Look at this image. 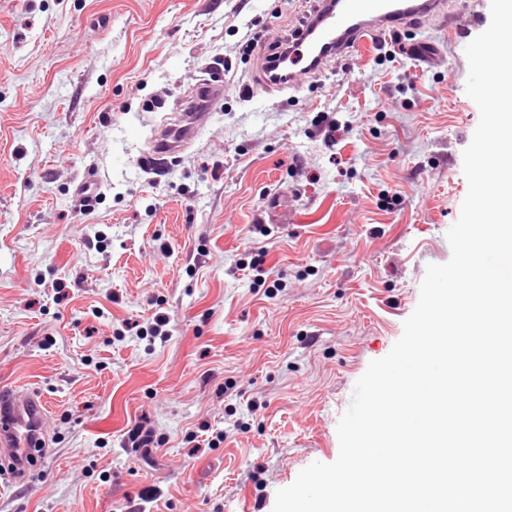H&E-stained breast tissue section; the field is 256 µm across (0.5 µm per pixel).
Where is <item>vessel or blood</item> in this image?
<instances>
[{
	"mask_svg": "<svg viewBox=\"0 0 512 512\" xmlns=\"http://www.w3.org/2000/svg\"><path fill=\"white\" fill-rule=\"evenodd\" d=\"M446 0H321L314 15L288 40L284 56L288 80L261 77L258 92L299 90L303 80L321 71L337 55H347L379 41L388 32L409 27L427 19L446 15ZM224 97V84L206 80L199 84L196 109L181 114L179 120L162 125L156 135L153 153L174 155L197 137L201 121L211 107ZM292 196L284 191L268 194L265 221L280 223L290 207ZM46 400L35 393H0V464L12 475L27 474L34 448L44 445L42 422Z\"/></svg>",
	"mask_w": 512,
	"mask_h": 512,
	"instance_id": "1",
	"label": "vessel or blood"
}]
</instances>
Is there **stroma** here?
I'll return each mask as SVG.
<instances>
[{"label": "stroma", "instance_id": "stroma-1", "mask_svg": "<svg viewBox=\"0 0 512 512\" xmlns=\"http://www.w3.org/2000/svg\"><path fill=\"white\" fill-rule=\"evenodd\" d=\"M447 5L403 31L432 60L374 43L252 95L314 0H0V389L49 405L0 512H273L337 459L354 385L450 260L468 190L463 51L490 0ZM219 59L194 144L139 166ZM280 186L296 208L276 227ZM158 313L168 340L130 331ZM138 425L156 448L131 446ZM292 200V195L285 191L279 190L269 193L265 205L266 218L264 222L267 224H284L281 219L282 213L287 207H289L290 213L293 212Z\"/></svg>", "mask_w": 512, "mask_h": 512}]
</instances>
